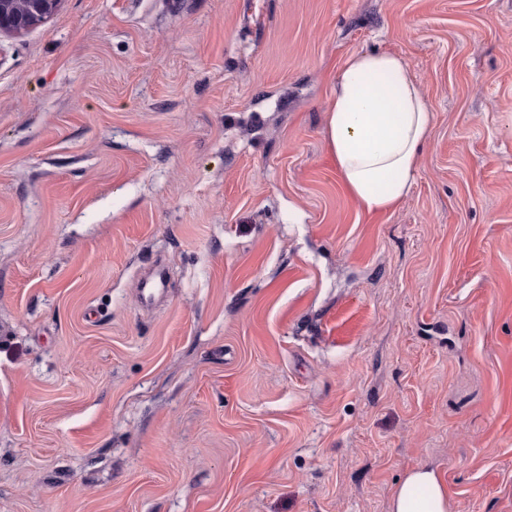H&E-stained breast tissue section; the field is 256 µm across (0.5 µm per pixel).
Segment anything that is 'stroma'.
<instances>
[{
  "instance_id": "35a3bbf8",
  "label": "stroma",
  "mask_w": 512,
  "mask_h": 512,
  "mask_svg": "<svg viewBox=\"0 0 512 512\" xmlns=\"http://www.w3.org/2000/svg\"><path fill=\"white\" fill-rule=\"evenodd\" d=\"M374 50L435 119L370 215L324 111ZM419 466L512 512V0H63L1 43L0 512H389Z\"/></svg>"
}]
</instances>
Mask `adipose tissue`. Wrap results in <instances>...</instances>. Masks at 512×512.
Returning a JSON list of instances; mask_svg holds the SVG:
<instances>
[{
  "instance_id": "obj_1",
  "label": "adipose tissue",
  "mask_w": 512,
  "mask_h": 512,
  "mask_svg": "<svg viewBox=\"0 0 512 512\" xmlns=\"http://www.w3.org/2000/svg\"><path fill=\"white\" fill-rule=\"evenodd\" d=\"M433 122L428 99L400 55L348 56L334 79L325 136L362 211L385 213L409 196ZM389 512H449L448 488L434 469H412L394 490Z\"/></svg>"
}]
</instances>
